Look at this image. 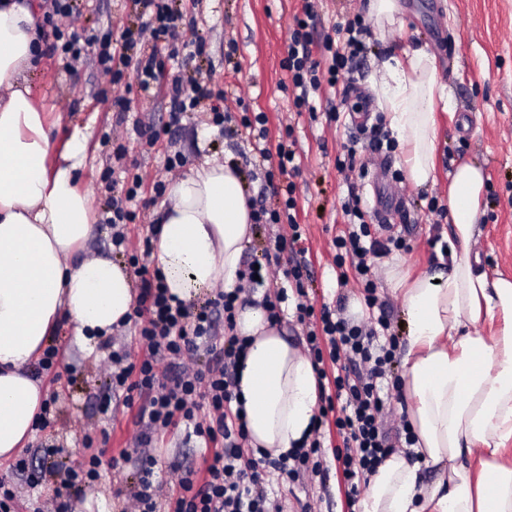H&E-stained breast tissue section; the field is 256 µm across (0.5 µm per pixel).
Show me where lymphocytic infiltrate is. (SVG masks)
<instances>
[{"label":"lymphocytic infiltrate","instance_id":"obj_1","mask_svg":"<svg viewBox=\"0 0 512 512\" xmlns=\"http://www.w3.org/2000/svg\"><path fill=\"white\" fill-rule=\"evenodd\" d=\"M133 2L140 7L142 17L136 27H123L116 37L106 31L81 38L76 33L81 12L73 0H51L43 19L54 37L49 52L76 60L91 47L99 70L110 84L135 86L146 97L159 86H166L170 116L175 121L195 110L201 101L223 100V90L214 88L209 78L166 80L165 63L156 51L161 44L173 48L187 44L194 53H202L203 36L190 42L184 39L185 28H197V21L181 27L177 0ZM313 18L312 5H305L302 16L295 19L282 61L293 86V105L299 111L309 109V97L321 85L333 87L340 78L351 76L354 58L366 50L363 37L368 30L357 17L343 25L348 35L345 46L332 51L328 64H321L312 52ZM236 120L242 128L253 131L254 149L267 164L264 189L282 197L276 208L251 198L253 221L276 227L274 251L289 255L284 275L289 286L303 290L311 270L302 245L303 230L296 220L294 186L278 183L280 177L297 172L296 151L284 141L269 145L266 113L245 106ZM165 189V181L148 185L136 175L124 196L112 201V246L127 255L139 279L133 316L140 354L134 359L128 350L113 352L105 369L112 391L122 395L124 404L136 411L137 430L132 440L142 450L137 461L138 478L127 488L121 512H282L279 500L269 498L265 490L263 469L273 468L292 482L319 473L321 430L330 424L343 442L336 451V471L344 485L347 505H354L361 483L368 481L395 451L393 428L387 422L389 396L383 383L390 374L397 342L395 337L379 336L380 331L390 328L387 312H380L376 326L371 327L345 317L338 309L325 307L318 311L311 305L297 304L295 318L307 327V354L317 374L321 402L312 437L294 452L276 459L245 454V423L240 414L233 412L231 403L246 342L235 334L234 320L238 307L248 302L252 286L271 280V264L265 261L258 267H247L241 285L217 291L215 298L206 299L196 308L176 301L161 270L149 269L144 262L153 249V234L133 242L125 232L126 225L138 218L132 202L140 194L150 191L159 195ZM345 210L353 229L335 239L336 261L351 262L366 301L373 306L378 299L369 257L393 249L406 251L410 245L402 237L385 242L372 237L359 195H351ZM202 350L211 356L204 370L197 367ZM329 362L336 364V375H328L325 365ZM180 428L191 430L204 441L206 467L201 472L182 468L176 493L167 494L153 481L158 463L153 448L156 436ZM93 445V436L85 435L80 462L59 471V485L41 512H71L65 492L99 479L102 459L94 453Z\"/></svg>","mask_w":512,"mask_h":512}]
</instances>
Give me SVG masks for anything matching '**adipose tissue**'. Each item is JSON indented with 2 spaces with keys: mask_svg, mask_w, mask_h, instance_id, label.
I'll use <instances>...</instances> for the list:
<instances>
[{
  "mask_svg": "<svg viewBox=\"0 0 512 512\" xmlns=\"http://www.w3.org/2000/svg\"><path fill=\"white\" fill-rule=\"evenodd\" d=\"M38 7L0 0V460L32 438L44 395L31 365L60 318L92 348L131 313L125 264L82 250L93 226L78 186L87 137L60 152L31 78L42 43ZM411 182L435 179L438 112L448 109L433 57L419 49L383 60L373 84ZM486 181L471 164L448 186L452 235L445 268L386 278L407 314L401 386L416 442L387 458L358 512H512V278L487 280L475 267L476 216ZM151 255L171 294L235 288L253 232L240 171L204 163L173 181ZM499 321L492 336L480 325ZM235 331L250 343L239 368L248 445L279 457L312 429L319 396L308 356L271 323L261 296L240 308ZM435 471L424 485L423 468Z\"/></svg>",
  "mask_w": 512,
  "mask_h": 512,
  "instance_id": "obj_1",
  "label": "adipose tissue"
}]
</instances>
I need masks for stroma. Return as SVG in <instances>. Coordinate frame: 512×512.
I'll list each match as a JSON object with an SVG mask.
<instances>
[{
	"label": "stroma",
	"mask_w": 512,
	"mask_h": 512,
	"mask_svg": "<svg viewBox=\"0 0 512 512\" xmlns=\"http://www.w3.org/2000/svg\"><path fill=\"white\" fill-rule=\"evenodd\" d=\"M306 0H203L193 5L184 0L187 16H201L205 37L203 54L170 57L167 47L158 53L166 64L167 77H188L196 71L211 75L216 87L226 93L224 104L236 110L237 97H244L250 111L266 113L269 137L279 140L292 131L299 171L296 186L297 221L306 230L307 257L313 281L306 297L288 289L282 323L298 345H305L307 329L293 316L298 301L314 308L343 305L344 314L355 321L367 320L373 310L366 304L365 293L357 280L339 287L340 272H351V265L337 267L336 237L349 227L345 204L350 190H357L366 208L375 205V193L392 199H405L409 226L404 234L412 249L395 251L388 258L377 259L376 295L390 315L391 331L398 347L406 345L404 314L400 299L385 284L387 262H399L411 273L433 272L440 264L431 257L430 240L447 238L450 216L436 217L428 211L430 200L446 204L449 179L463 163L480 166L486 177L487 193L477 215L478 267L489 278L512 277V0H401L402 24L387 33L372 32L366 39L367 50L354 80L364 90L370 104L378 98L371 82L380 62L387 56L425 49L435 60L437 80L448 89L450 114L441 116L436 140V177L433 184L416 187L411 181L395 182L393 175L402 171L399 152L389 155L372 151L365 139H351L353 130L350 107L344 99L346 83L321 87L311 95L313 111L293 108V95L287 70L281 64L285 44L294 18L302 14ZM318 14L312 50L324 52V40L335 35L339 24L354 16H367V0H313ZM81 30L107 29L121 32L132 16L131 0H81ZM454 41L460 48L455 61H448L445 44ZM236 42L238 51L225 59L228 42ZM106 83L91 56L69 61L47 56L35 76L36 95L47 120L56 122L57 145H64L74 130L88 138V148L79 186L89 194L93 235L87 243L89 254L112 255L111 197L123 195L133 175L151 182L166 178L168 154L181 152L186 168L202 162L231 164L243 175L247 196H256L263 170L256 166L250 137L239 130L225 136L212 122L210 102L204 101L185 113L177 127H169L165 92L144 97L132 92L127 111H116L111 99L98 92ZM336 110V121L326 119ZM153 124L160 136L148 145L138 132L144 124ZM355 148L367 165L365 176L338 169L336 160L348 148ZM135 325L116 329L100 341L94 352L76 345L68 320H59L50 336V346L65 353L63 364L43 370L33 364L34 375L44 387L57 389L61 395L59 415L54 427L36 432L20 451L27 459L25 473L13 469L11 461H0V480L17 491L15 512H34L41 499L52 496L58 470L78 464L85 431L109 437L102 457L101 478L85 484L72 495L73 512H119V491L125 490L136 471L140 455L133 447V413L122 400L112 399L108 413H101L100 403L110 397L103 363L112 351L135 350ZM56 445L53 453L45 445ZM128 458L113 463L119 452ZM204 442L168 433L159 440V463L154 478L175 483V469L189 465L204 467ZM319 474L289 482L269 475L265 488L278 497L285 512H303L312 505L315 512H345L344 488L336 475V460L325 452Z\"/></svg>",
	"instance_id": "35a3bbf8"
}]
</instances>
